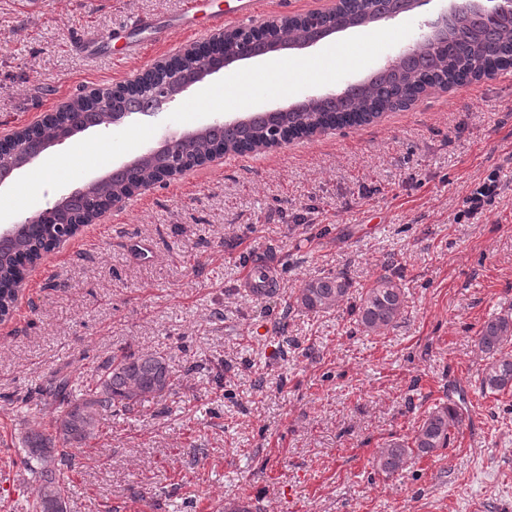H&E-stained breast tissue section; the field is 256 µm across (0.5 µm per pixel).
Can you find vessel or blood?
<instances>
[{
	"mask_svg": "<svg viewBox=\"0 0 512 512\" xmlns=\"http://www.w3.org/2000/svg\"><path fill=\"white\" fill-rule=\"evenodd\" d=\"M265 0H232L230 6L216 10H206L203 0H185L179 17L173 22H162L149 17L133 20L128 33L123 37L125 55L136 54L146 44H163L169 41L173 30L180 29L192 34H200L199 20H206V27L220 30L224 25L250 22L261 16ZM273 284V274L269 266L253 268L246 272L244 286L249 293H257Z\"/></svg>",
	"mask_w": 512,
	"mask_h": 512,
	"instance_id": "obj_1",
	"label": "vessel or blood"
}]
</instances>
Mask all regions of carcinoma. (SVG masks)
<instances>
[{"mask_svg": "<svg viewBox=\"0 0 512 512\" xmlns=\"http://www.w3.org/2000/svg\"><path fill=\"white\" fill-rule=\"evenodd\" d=\"M503 21L492 36L484 35L474 24L459 19L448 25L447 40L419 60L399 66L391 74L363 84L360 97L343 98L336 111L327 112L318 102L308 103L304 112H260L252 114V126L244 131L230 127L223 136L210 133L189 142L178 141L142 167H127L112 183L98 184L73 194L70 220L63 223L58 214L45 212L34 224H21L13 237L0 239V314L14 307L15 285L29 266L41 259L78 227L75 220L92 216L103 197L127 196L141 185L157 180L160 170L175 169L186 161H199L209 155L214 141L224 140V150L237 153L248 147L264 149L282 132L310 135L319 128H343L351 123L361 126L383 113L404 107L416 95L429 87L462 85L472 80L492 78L501 71L512 69V0H504ZM332 19L309 16L285 21L281 29L294 33L300 25L322 30ZM132 97L114 96L79 98L68 109L58 113L55 123L37 128L27 127L11 138L13 154L31 151L35 141L30 133L37 129L49 135L55 125L67 123L83 129L93 116L122 112ZM351 282L342 274H327L311 278L288 303V309L314 315L329 314L350 295ZM404 308V291L391 275L377 277L362 289L354 308L355 321L367 334H379L393 327ZM475 342L484 364L479 373L482 395L512 392V306L488 317L481 324ZM173 385L172 372L165 354L141 352L112 357L101 368L93 387L85 397L72 398L73 384L66 378L49 383L48 394L59 402L61 411L55 435L31 430L21 439L23 462L33 473L36 487L29 504L30 512H67L69 486L63 466L69 460V448L79 447L96 436L101 412L112 409L129 411L141 403L162 398ZM465 421L462 408L453 400L439 404L425 415L408 440H389L378 449L372 467L379 473L392 475L417 460L433 456L448 447L453 431Z\"/></svg>", "mask_w": 512, "mask_h": 512, "instance_id": "carcinoma-1", "label": "carcinoma"}]
</instances>
